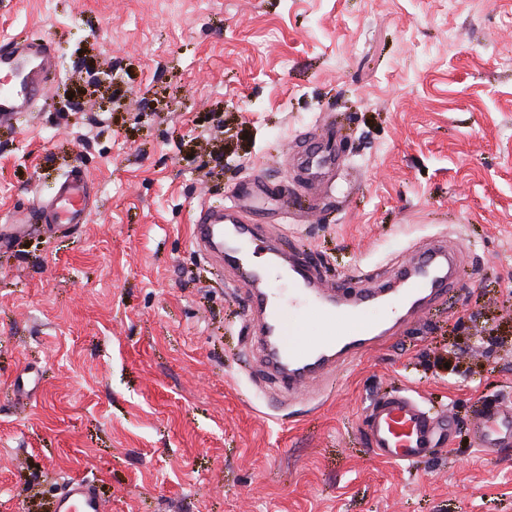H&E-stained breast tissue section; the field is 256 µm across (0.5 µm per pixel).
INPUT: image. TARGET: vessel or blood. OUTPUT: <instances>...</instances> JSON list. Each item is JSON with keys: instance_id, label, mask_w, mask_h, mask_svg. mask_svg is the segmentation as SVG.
<instances>
[{"instance_id": "obj_1", "label": "vessel or blood", "mask_w": 512, "mask_h": 512, "mask_svg": "<svg viewBox=\"0 0 512 512\" xmlns=\"http://www.w3.org/2000/svg\"><path fill=\"white\" fill-rule=\"evenodd\" d=\"M55 61L54 48L39 39L0 45V120L35 111L47 95L46 77ZM291 184L272 189L258 175H249L230 191L221 206H200L191 238L200 254L222 272L232 273L247 301L250 342L256 345L268 372L282 388L304 391L317 378L332 374L358 356L398 334L429 305L463 279L457 251L439 241L413 248L397 262L394 278L369 273L349 276L336 285L324 281L316 263L303 252L285 250L279 238L263 233L272 213L302 221L293 203L309 189L330 184L344 160L332 132L319 128L313 139L290 157ZM92 185L82 170L71 171L51 203H31L12 223L0 226V244L30 234L34 219L70 228L88 223ZM381 301L388 308L382 322H371L365 310ZM321 323L318 335H307V318ZM448 422L437 419L406 394L373 403L364 420L369 452L391 463H413L447 440ZM476 447L486 458L512 447V405L486 409L473 425ZM50 512H106L94 482L67 479L50 504Z\"/></svg>"}]
</instances>
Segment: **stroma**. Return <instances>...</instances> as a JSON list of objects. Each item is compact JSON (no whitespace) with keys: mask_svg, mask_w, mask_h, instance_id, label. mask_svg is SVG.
<instances>
[{"mask_svg":"<svg viewBox=\"0 0 512 512\" xmlns=\"http://www.w3.org/2000/svg\"><path fill=\"white\" fill-rule=\"evenodd\" d=\"M26 38L57 67L0 123V225L76 166L96 206L0 247V512H49L74 476L108 512H512V447L472 434L512 404V0H0V43ZM330 120L345 209L277 235L332 283L447 238L467 275L278 396L191 225L246 175L292 178ZM395 393L451 416L447 447L368 452L367 408ZM475 446L489 459L512 447V405L486 409L473 424Z\"/></svg>","mask_w":512,"mask_h":512,"instance_id":"1","label":"stroma"}]
</instances>
